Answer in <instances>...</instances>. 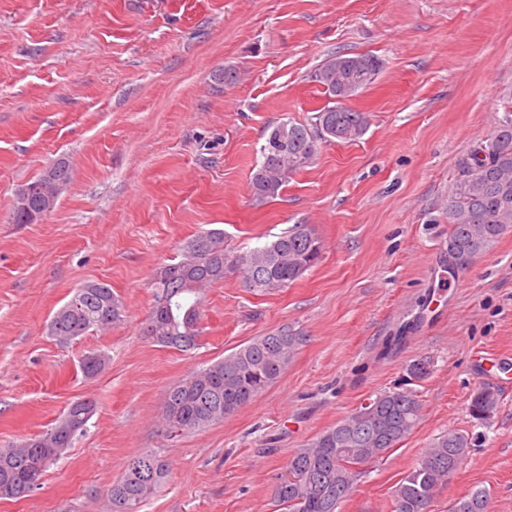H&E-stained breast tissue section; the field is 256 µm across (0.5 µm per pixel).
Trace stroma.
Here are the masks:
<instances>
[{"mask_svg": "<svg viewBox=\"0 0 512 512\" xmlns=\"http://www.w3.org/2000/svg\"><path fill=\"white\" fill-rule=\"evenodd\" d=\"M369 53L376 80L350 100L360 139L320 144L273 200L251 176L267 129L328 102L312 75L334 52ZM239 81H218L224 70ZM512 100V0H0V447L41 434L71 404L96 412L40 487L0 512H110L108 491L145 450L169 475L139 512H284L289 457L369 399L415 391L414 431L362 468L338 512H392L431 441L471 446L429 512L482 488L512 512V229L448 270V192L458 163ZM54 209L13 220L16 195L58 159ZM306 224L319 262L288 286L236 274L204 294V333L184 353L144 334L153 275L204 229L239 252ZM108 283L120 322L68 342L54 313ZM302 334L282 378L211 427L170 432L167 389L253 337ZM92 350L109 363L85 377ZM428 373L409 379L411 365ZM489 387L490 419L469 412ZM497 401V393L494 390L481 387L472 395L469 411L473 418L484 421L494 413Z\"/></svg>", "mask_w": 512, "mask_h": 512, "instance_id": "1", "label": "stroma"}]
</instances>
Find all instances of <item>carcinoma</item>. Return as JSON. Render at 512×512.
I'll return each instance as SVG.
<instances>
[{"label": "carcinoma", "instance_id": "carcinoma-1", "mask_svg": "<svg viewBox=\"0 0 512 512\" xmlns=\"http://www.w3.org/2000/svg\"><path fill=\"white\" fill-rule=\"evenodd\" d=\"M382 68L369 54L334 53L313 74L329 96V104L307 123L283 121L261 145L262 162L251 177L253 197L274 199L289 175L307 167L319 142L354 141L367 131L365 112L347 105L372 84ZM492 135L474 144L458 165L448 194V270L468 266L512 227V103ZM70 168L61 159L22 188L13 205L14 220L31 224L53 210ZM322 243L306 224H294L274 239L240 253L224 247V231L204 230L189 239L181 259L156 269L154 306L144 334L167 348L189 352L204 332L201 306L206 288L229 273H239L254 291L280 288L300 279L318 262ZM122 306L112 288L87 282L60 307L48 325L49 335L70 341L121 320ZM303 337L288 328L252 338L238 350L191 372L170 387L164 398L166 426L179 432L202 431L233 414L277 382ZM109 357L102 351L84 356L88 377L101 373ZM497 393L479 388L470 399L473 418L484 421L495 411ZM94 411L75 402L56 424L17 445L0 448V498H24L41 485L46 468L71 447ZM422 404L410 390L376 396L335 425L322 431L288 459L275 488V499L286 512H337L349 496L361 467L382 457L411 434ZM470 448L468 437L448 432L402 480L394 494V512H427L436 493L448 482V461H461ZM165 459L152 450L132 457L109 489L111 512H139L168 477ZM448 512H488V494L476 489L456 499Z\"/></svg>", "mask_w": 512, "mask_h": 512}]
</instances>
